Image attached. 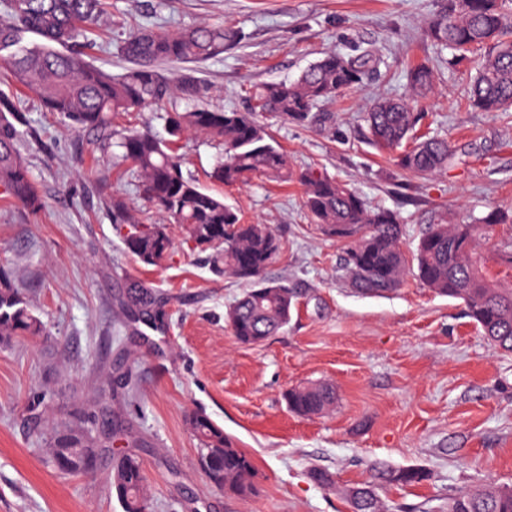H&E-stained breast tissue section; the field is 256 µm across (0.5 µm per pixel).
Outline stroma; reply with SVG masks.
Wrapping results in <instances>:
<instances>
[{
    "mask_svg": "<svg viewBox=\"0 0 512 512\" xmlns=\"http://www.w3.org/2000/svg\"><path fill=\"white\" fill-rule=\"evenodd\" d=\"M111 2L93 60L115 74L128 66L117 46L133 26L224 23L243 32L237 47L196 67L212 108L244 109L254 87L294 79L324 52L372 47L378 72L327 106V122L266 118L289 163L397 211L409 248L428 225L512 213V112L461 106L471 64H437L424 34L440 0ZM423 60L437 68L417 106L457 155L447 169L415 176L370 145L363 114L375 97L409 96L406 67ZM21 100L30 134L20 148L43 208L31 213L0 192V264L45 330L0 349V512H123L108 482L120 449L140 450L154 512H348L344 489L368 480L376 462L430 474L380 488L389 512H446L459 491L512 486V354L488 348L461 301L411 274L393 292L358 293L339 271L344 242L311 223L302 186L255 180L223 187L224 200L244 222L279 235L283 255L265 276L288 281L297 308L264 343L241 344L227 310L243 284L213 275L176 224L166 263L134 261L107 203L121 196L146 210L136 174L113 171L111 148L44 111L36 94ZM131 279L161 300L159 327L122 310ZM123 375L138 399L117 389ZM319 383L335 389V409L292 413L285 392ZM191 410L208 414L251 457L255 496L219 493L197 470L185 424ZM61 418L91 429L100 450L94 473L69 475L51 463L45 430ZM314 467L331 472L334 486L314 483Z\"/></svg>",
    "mask_w": 512,
    "mask_h": 512,
    "instance_id": "stroma-1",
    "label": "stroma"
}]
</instances>
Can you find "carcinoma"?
Here are the masks:
<instances>
[{
	"label": "carcinoma",
	"mask_w": 512,
	"mask_h": 512,
	"mask_svg": "<svg viewBox=\"0 0 512 512\" xmlns=\"http://www.w3.org/2000/svg\"><path fill=\"white\" fill-rule=\"evenodd\" d=\"M7 17L0 19V73L40 99L47 112L67 120L69 127L94 132L105 145L120 149L115 165L129 164L139 174L151 212L160 220L137 217L122 198L110 201L112 223L132 228L122 238L125 250L145 266L165 261L173 242L169 224L182 226L198 248L210 251L211 271L249 284L227 312L234 336L246 345L262 343L288 324L296 306L292 288L270 282L264 274L282 253V242L265 224H246L224 196L183 172L180 143L187 134L205 137L223 147L209 178L225 186L255 178L297 182L304 187L303 204L312 223L347 242L343 269L362 294L395 290L404 276L416 277L442 296L458 299L467 315L496 351L512 353V288H501L483 274L480 237H488L505 215L490 211L469 224H432L414 249L403 250L404 225L394 211L368 206L355 191L312 166L294 169L281 145L257 120L268 113L285 123L314 122L321 107L345 90L363 84L381 59L368 48L354 54L324 53L295 80L264 84L250 95L245 110H217L199 104L201 81L191 65L217 58L243 39L233 27L201 25L171 32L137 28L129 31L119 53L133 64L114 75L85 60L88 33L107 14L109 0H0ZM428 38L450 50L452 60L472 58L475 73L466 84L465 105L483 112L512 109V0H445L426 26ZM34 34L38 42H30ZM167 61L186 65L176 74L158 69ZM413 95L433 89V69L425 64L408 71ZM145 108L157 110L167 137L149 128L120 124V119ZM15 98L0 92V189L29 211L42 206L29 166L18 149L25 131ZM422 113L402 97H381L366 112L369 143L396 152V166L426 176L448 167L455 150L448 140L415 136ZM143 226L145 230L137 231ZM127 303L142 311L164 312L151 286L132 279ZM43 323L30 309L23 289L0 266V346L22 336H38ZM336 399L325 384L295 387L285 394L288 408L301 416L326 412ZM196 439V452L211 454L215 488L237 497L255 494L256 470L251 458L224 428L202 411L186 416ZM58 447L78 453L93 447L92 433L80 432ZM428 479L422 468L376 465L373 479L347 497L350 512H384L376 493L379 484L411 486ZM109 482L123 512H149L150 489L140 457L119 451L112 457ZM447 512H512V489L489 482L448 498Z\"/></svg>",
	"instance_id": "cac0c4a2"
}]
</instances>
